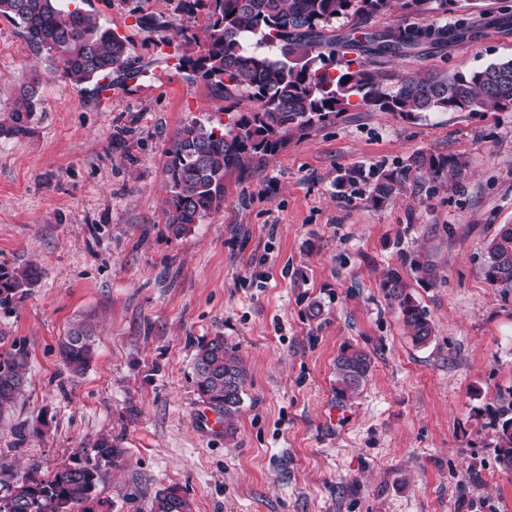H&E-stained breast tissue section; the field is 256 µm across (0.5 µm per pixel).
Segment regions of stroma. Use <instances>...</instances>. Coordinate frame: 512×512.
Returning <instances> with one entry per match:
<instances>
[{
    "instance_id": "1",
    "label": "stroma",
    "mask_w": 512,
    "mask_h": 512,
    "mask_svg": "<svg viewBox=\"0 0 512 512\" xmlns=\"http://www.w3.org/2000/svg\"><path fill=\"white\" fill-rule=\"evenodd\" d=\"M127 38L140 75L97 98L34 56L0 17V106L32 74L33 132L0 141V267L38 281L0 306V336L27 352V383L0 413V487L50 476L105 436L96 512H151L168 488L193 512H512L495 412L512 402V288L484 276L485 246L512 224V109L405 119L354 108L224 180V204L179 236L165 223L164 151L225 103L159 52L186 25L173 0H90ZM484 0L464 37L395 58L399 73L470 71L512 58V23ZM161 19L148 30L139 16ZM418 151L461 156L447 181L410 180L380 207L342 170L393 169ZM429 253L422 287L406 255ZM428 313L413 344L382 288L387 267ZM319 315H312V307ZM84 322L94 356L74 378L57 345ZM235 345L248 371L240 413L217 433L195 390L199 346ZM373 368L351 400L334 390L343 345Z\"/></svg>"
}]
</instances>
